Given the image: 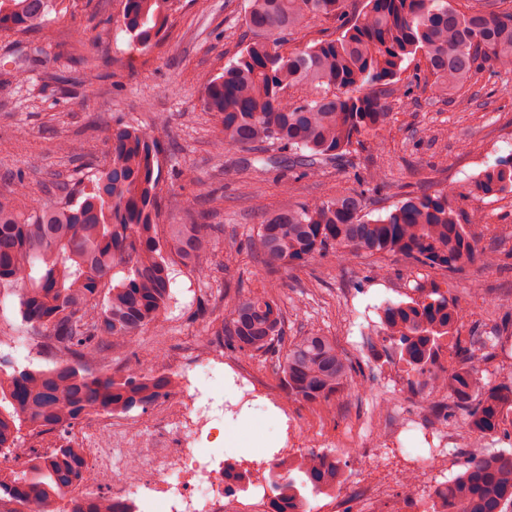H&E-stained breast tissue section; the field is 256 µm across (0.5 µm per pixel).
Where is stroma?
Wrapping results in <instances>:
<instances>
[{
	"instance_id": "obj_1",
	"label": "stroma",
	"mask_w": 512,
	"mask_h": 512,
	"mask_svg": "<svg viewBox=\"0 0 512 512\" xmlns=\"http://www.w3.org/2000/svg\"><path fill=\"white\" fill-rule=\"evenodd\" d=\"M245 0H180L165 36L149 50L130 44L118 17L121 0H66L45 32L0 38V64L16 54L32 57L26 81L0 90V193L14 190L11 173L24 176L29 200H59L60 186L94 177L105 162L117 127L157 124L160 146L161 221L211 224L219 247L207 278L173 264L171 300L161 334L145 331L102 351L95 373L127 369L179 379L199 356L236 366L281 403H287L304 447L323 445L343 463L342 487L358 478L352 448L397 413L423 404L397 358L375 335L384 303L410 301L419 283L436 281L465 309L459 329L463 345H484L485 380L512 379V193L478 200L472 183L495 160L512 153V74L486 66L478 85L455 101L434 98L424 81L426 61L413 55L401 64L405 95L385 93L390 124L383 141L364 139L319 173L277 161L263 182L241 175L249 151L217 149L218 122L201 100L205 78L240 56L248 41L242 22ZM68 152H59L60 143ZM192 169L196 182L182 169ZM379 183H370L373 173ZM361 194L366 218L395 210L411 193H448L455 206L481 208L487 223L473 225L481 252L495 265L475 260L452 273L396 257L335 253L288 273L267 274L253 245L267 207L313 204L338 193ZM264 291L281 303L287 336L321 333L334 337L353 370V384L327 404L288 403L275 354L251 357L234 349L221 331L225 307L240 292ZM25 337L30 357L17 356L11 340ZM48 331L32 327L20 310V295L0 290V364L50 369L75 360ZM184 406L177 395L146 408L118 414L122 429L153 444H171L172 424ZM42 452L69 444L121 447V437L97 432L92 417L66 430L24 432ZM379 473L392 477L390 497L379 512H392L407 491L398 476L408 458L374 446Z\"/></svg>"
}]
</instances>
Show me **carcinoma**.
<instances>
[{
  "label": "carcinoma",
  "instance_id": "obj_1",
  "mask_svg": "<svg viewBox=\"0 0 512 512\" xmlns=\"http://www.w3.org/2000/svg\"><path fill=\"white\" fill-rule=\"evenodd\" d=\"M64 0H0V34L42 32ZM243 22L253 38L240 57L202 89L206 111L221 124L226 147L271 146L312 171L342 154L361 137L379 138L390 112L362 86L397 82L405 57L426 59L430 87L438 96L478 82L490 62L512 72V5L461 12L452 0H369L367 10L334 38L285 49L289 38L316 18L341 17L346 0H246ZM179 0H123L120 26L134 47L151 48L167 29ZM6 88L28 77L15 60L1 68ZM305 96L290 100L286 93ZM272 156L250 159L243 171L260 181ZM157 137L151 126L112 131L108 159L87 191L63 186L64 203L19 207L24 187L0 193V289L20 291L26 322L50 328L57 342L79 353L50 370L0 368V449L25 453L22 468L0 480V501L32 504L35 512H62L58 498L89 480L82 449L61 446L50 454L29 447L23 428H68L89 413H128L172 392L164 375L127 370L93 374L101 345L112 346L160 324L170 299L176 257L199 277L208 275L216 250L210 224H159ZM512 192V155L475 181L473 197ZM254 247L266 271L306 263L329 249L348 258L359 253L402 256L434 269L461 271L479 255L472 235L448 194H410L387 217L363 215L354 193L292 208L263 212ZM109 288L95 316L87 307ZM465 311L438 285L421 297L381 308L378 335L395 345L398 360L418 389L443 392L467 412V429L498 435L512 424V382H484L471 367L446 365L443 351L462 355L459 326ZM224 335L246 355L283 346L279 369L288 402L330 401L352 381V367L333 337L307 334L285 340L283 311L267 294L247 293L227 306ZM340 461L326 451L288 457L269 474L272 512H308L307 493L340 482ZM71 512H132L130 504L100 493L77 501ZM425 512H512V451L473 459L436 491Z\"/></svg>",
  "mask_w": 512,
  "mask_h": 512
}]
</instances>
